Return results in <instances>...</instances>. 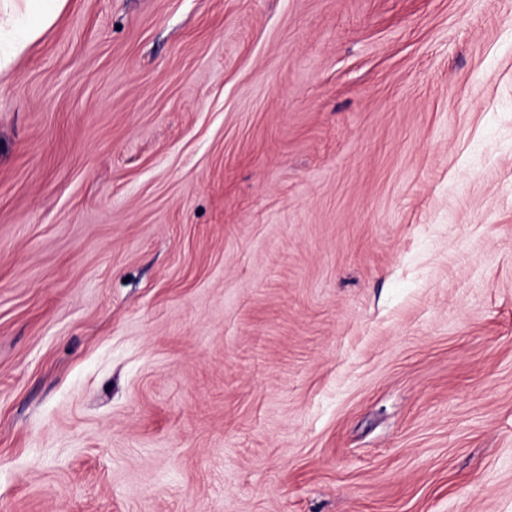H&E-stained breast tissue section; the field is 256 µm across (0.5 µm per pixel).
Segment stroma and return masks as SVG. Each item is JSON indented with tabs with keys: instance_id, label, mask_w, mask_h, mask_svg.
Returning <instances> with one entry per match:
<instances>
[{
	"instance_id": "1",
	"label": "stroma",
	"mask_w": 512,
	"mask_h": 512,
	"mask_svg": "<svg viewBox=\"0 0 512 512\" xmlns=\"http://www.w3.org/2000/svg\"><path fill=\"white\" fill-rule=\"evenodd\" d=\"M0 512H512V0H67L0 79Z\"/></svg>"
}]
</instances>
